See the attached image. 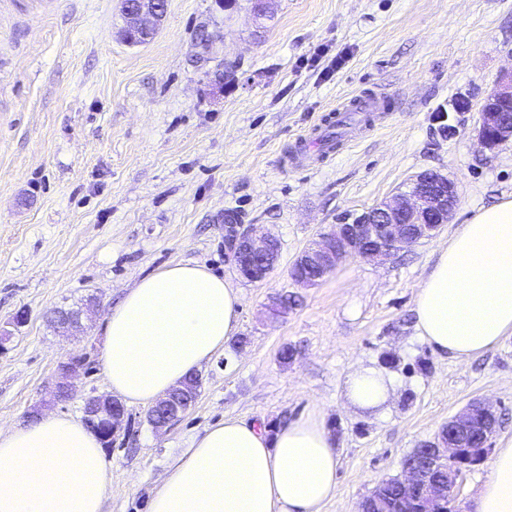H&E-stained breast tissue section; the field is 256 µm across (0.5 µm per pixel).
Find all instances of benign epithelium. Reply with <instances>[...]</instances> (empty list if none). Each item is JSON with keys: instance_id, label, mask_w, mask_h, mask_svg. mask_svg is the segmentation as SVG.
Instances as JSON below:
<instances>
[{"instance_id": "1", "label": "benign epithelium", "mask_w": 512, "mask_h": 512, "mask_svg": "<svg viewBox=\"0 0 512 512\" xmlns=\"http://www.w3.org/2000/svg\"><path fill=\"white\" fill-rule=\"evenodd\" d=\"M126 11V28L152 32L166 13L163 0H135ZM512 102V72L503 76L483 101L479 113L478 140L492 150L512 139V119H503L501 104ZM457 183L437 172H421L389 200L349 215L319 234V242L304 249L291 266V277L303 287L317 284L350 258L385 261L398 251L433 237L451 219L458 203ZM229 246L240 274L253 279L257 269L266 272L280 257L277 238L255 224L234 233ZM79 360L61 366L54 396H69V379L77 372ZM201 381L198 377L181 385L156 402L150 410V425L161 430L174 422L195 401ZM90 426L104 443L124 418V408L110 396H95L85 402ZM498 424V408L488 399H476L448 418L431 441L425 442V464L417 466L403 459L402 475L379 483L361 503L359 512H388L391 483L399 491L404 512H451L453 493L472 461H483L490 451Z\"/></svg>"}]
</instances>
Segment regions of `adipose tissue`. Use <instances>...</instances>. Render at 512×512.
Here are the masks:
<instances>
[{
	"label": "adipose tissue",
	"instance_id": "adipose-tissue-1",
	"mask_svg": "<svg viewBox=\"0 0 512 512\" xmlns=\"http://www.w3.org/2000/svg\"><path fill=\"white\" fill-rule=\"evenodd\" d=\"M242 296L206 266L177 263L141 278L109 314L102 368L112 392L150 404L223 353ZM416 328L465 361L512 333V197L479 209L440 250L415 299ZM391 383L359 367L351 405L374 410ZM340 456L319 413L267 433L225 417L192 437L165 472L149 512H321ZM112 467L80 420L48 415L0 431V512H102ZM472 512H512V446L496 449Z\"/></svg>",
	"mask_w": 512,
	"mask_h": 512
}]
</instances>
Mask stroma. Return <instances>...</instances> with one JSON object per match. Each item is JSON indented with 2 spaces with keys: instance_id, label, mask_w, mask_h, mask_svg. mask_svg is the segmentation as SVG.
<instances>
[{
  "instance_id": "1",
  "label": "stroma",
  "mask_w": 512,
  "mask_h": 512,
  "mask_svg": "<svg viewBox=\"0 0 512 512\" xmlns=\"http://www.w3.org/2000/svg\"><path fill=\"white\" fill-rule=\"evenodd\" d=\"M254 36L247 0H167L154 38L120 35L121 0H0V428L29 411L82 417L109 392L105 320L135 283L170 264L205 265L243 297L242 350L200 371L194 404L154 430L129 405L105 449L112 484L103 512H148L172 459L232 416L281 426L318 412L341 456L322 512H357L375 485L432 440L472 399L500 407L491 444H512V335L467 361L418 334L414 302L459 224L512 194V142L488 151L479 106L512 69V0H272ZM213 42L203 45V35ZM235 79L218 75L225 63ZM375 90L388 119L310 169L286 167L295 141L326 109ZM423 171L458 184L452 220L384 262L354 258L311 288L296 257L345 214L395 195ZM281 243L264 279L243 278L224 250L226 214ZM295 297L285 318L263 313ZM84 308L60 336L55 308ZM294 356L279 357L283 347ZM82 360L69 399L51 401L59 364ZM395 386L377 413L350 407L358 366Z\"/></svg>"
}]
</instances>
